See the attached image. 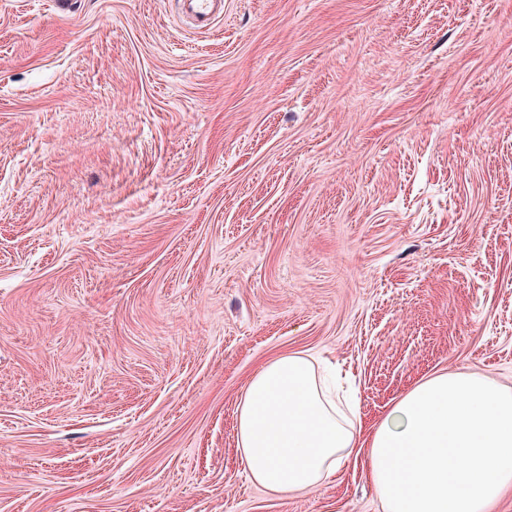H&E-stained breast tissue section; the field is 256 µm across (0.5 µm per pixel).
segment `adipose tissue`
I'll return each instance as SVG.
<instances>
[{"mask_svg": "<svg viewBox=\"0 0 512 512\" xmlns=\"http://www.w3.org/2000/svg\"><path fill=\"white\" fill-rule=\"evenodd\" d=\"M236 445L272 493L318 488L362 454L384 512H489L512 486V388L443 371L368 428L343 409L312 355L280 354L238 402Z\"/></svg>", "mask_w": 512, "mask_h": 512, "instance_id": "ef3b65f1", "label": "adipose tissue"}]
</instances>
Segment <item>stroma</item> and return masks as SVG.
<instances>
[{"label":"stroma","mask_w":512,"mask_h":512,"mask_svg":"<svg viewBox=\"0 0 512 512\" xmlns=\"http://www.w3.org/2000/svg\"><path fill=\"white\" fill-rule=\"evenodd\" d=\"M69 2L0 0V512H383L253 483L237 404L512 386V0ZM179 4L182 12L201 29H209L224 13L223 0H179Z\"/></svg>","instance_id":"35a3bbf8"}]
</instances>
